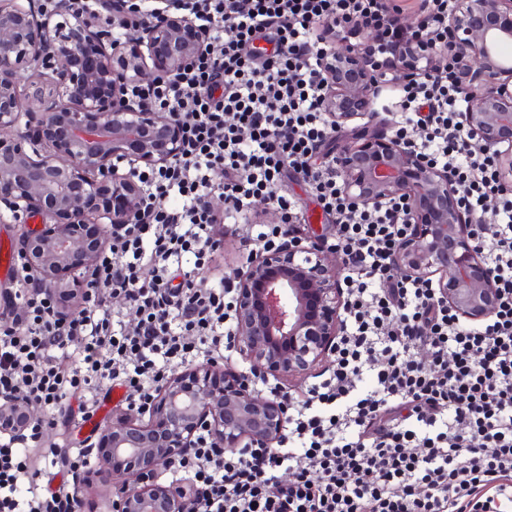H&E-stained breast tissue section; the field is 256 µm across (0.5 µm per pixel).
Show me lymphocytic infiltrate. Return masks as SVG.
I'll use <instances>...</instances> for the list:
<instances>
[{
	"instance_id": "1",
	"label": "lymphocytic infiltrate",
	"mask_w": 512,
	"mask_h": 512,
	"mask_svg": "<svg viewBox=\"0 0 512 512\" xmlns=\"http://www.w3.org/2000/svg\"><path fill=\"white\" fill-rule=\"evenodd\" d=\"M391 0H196L191 18L211 38L175 80L131 86L183 121L182 151L169 165L138 172L146 191L138 224H116L98 257L83 307L64 320L56 302L22 274L21 311L0 329V394L40 411L19 446L0 440V512H78L79 449L44 441L66 403L94 405L102 387L126 391L127 409L153 397L172 370L229 358L235 288L204 272L218 248L212 229L254 198L271 200L282 224H256L246 247H269L283 224L300 221L284 178H302L336 224L326 244L346 269L345 333L334 366L304 397L290 398L278 447L196 448L168 471L189 476L194 512H506L512 505V186L493 151L458 126L466 101L452 67L403 84L395 135L427 163L447 169L463 208L496 202L502 223L475 224L497 287L494 314L461 323L428 280L394 278L408 232L406 204L359 209L346 198L323 149L333 132L321 109L325 77L317 24L344 38L357 23L379 31L368 53L383 59L401 37L388 23ZM264 49H256L257 41ZM221 173L215 182L213 173ZM224 195V213L200 206ZM192 260L195 276L185 275ZM125 297L135 325L112 299ZM433 362L423 366L417 348ZM291 471V480L281 478Z\"/></svg>"
}]
</instances>
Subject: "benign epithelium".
<instances>
[{"label":"benign epithelium","mask_w":512,"mask_h":512,"mask_svg":"<svg viewBox=\"0 0 512 512\" xmlns=\"http://www.w3.org/2000/svg\"><path fill=\"white\" fill-rule=\"evenodd\" d=\"M186 0H0V223L41 217L18 257L58 300L66 318L114 224H134L144 191L134 174L163 166L181 148V124L126 91L170 80L196 62L210 30L190 20ZM512 0H453L448 47L467 95L462 129L495 152L512 179ZM366 45L338 43L321 54V107L336 132L329 154L344 194L370 208L406 204L408 235L395 260L400 276L431 279L463 323L493 314L497 288L474 244L444 168L427 163L373 124L383 91ZM442 54L403 41L387 61L395 82L440 68ZM31 91L22 93V75ZM298 225L279 244L252 252L234 272V349L243 372L216 362L172 373L148 409L119 412L91 445V484L112 488L111 512H189L192 482L159 481V472L206 432L220 448H274L287 406L252 384V374L286 381L327 367L343 335L342 265ZM37 406L0 396V435L25 439Z\"/></svg>","instance_id":"benign-epithelium-1"}]
</instances>
